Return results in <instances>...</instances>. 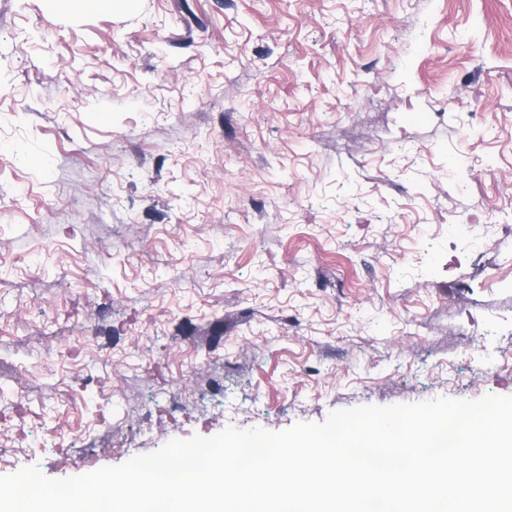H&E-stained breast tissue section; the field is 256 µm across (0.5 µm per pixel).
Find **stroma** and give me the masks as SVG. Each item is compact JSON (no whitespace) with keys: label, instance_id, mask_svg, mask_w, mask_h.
Listing matches in <instances>:
<instances>
[{"label":"stroma","instance_id":"stroma-1","mask_svg":"<svg viewBox=\"0 0 512 512\" xmlns=\"http://www.w3.org/2000/svg\"><path fill=\"white\" fill-rule=\"evenodd\" d=\"M512 395V0H0V475Z\"/></svg>","mask_w":512,"mask_h":512}]
</instances>
